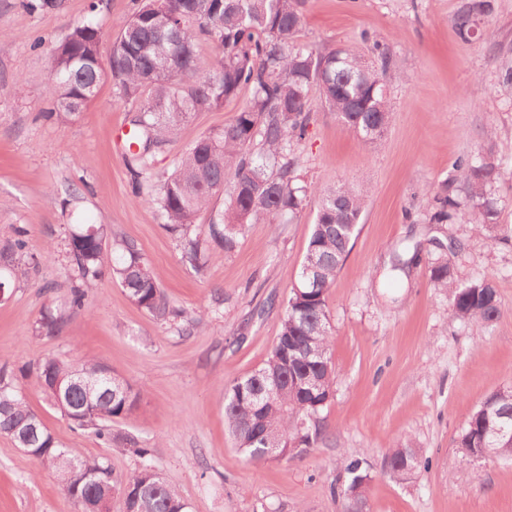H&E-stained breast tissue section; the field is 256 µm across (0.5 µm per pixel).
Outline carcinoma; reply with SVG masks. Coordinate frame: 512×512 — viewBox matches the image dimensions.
<instances>
[{
    "instance_id": "1",
    "label": "carcinoma",
    "mask_w": 512,
    "mask_h": 512,
    "mask_svg": "<svg viewBox=\"0 0 512 512\" xmlns=\"http://www.w3.org/2000/svg\"><path fill=\"white\" fill-rule=\"evenodd\" d=\"M306 0H141L109 39L102 57L103 33L90 23L75 26L54 49L48 96L54 113L73 118L96 96L102 79H112L120 96L135 105L124 155L132 192L154 209L169 233L179 237L182 258L196 271L212 259L235 251L251 224H279L318 198L315 222L296 282L284 302L280 330L267 359L251 374L236 378L224 391V417L249 463L288 461L313 447L324 435L321 412L333 399V325L329 289L356 236L367 190L350 184L331 188L306 185L297 175V150L311 120V92L369 146L383 137L390 120L387 87L395 79L392 60L378 41V64L364 62L356 48L320 51L298 42ZM493 12L492 0H464L453 24L464 39ZM214 44L208 62L197 54L200 41ZM497 85L512 96V56L500 58ZM249 96L223 127L186 148L166 176L154 172L153 158L198 112ZM459 184L429 188V223L446 224L468 215L475 232L491 241L511 242L498 224L494 188L502 163L491 151L466 155L455 165ZM227 195L225 210L204 230L195 218L213 199ZM93 234H88L89 228ZM111 266L113 278L130 301L153 318L168 322L183 316L160 288L158 272L137 247L124 241ZM66 257L76 272L67 306L42 310L35 327L40 336H57L71 315L85 306L88 289L103 274L104 225L70 229ZM38 264L28 251L27 230L0 247V287L9 292ZM434 287L448 294L449 314L464 323L489 327L499 317L498 293L487 279L457 284L448 262L429 263ZM49 404L78 429H92L112 447L106 422L129 414L139 394L123 377L97 361L77 366L45 358L35 366ZM15 373L0 367V435L16 447L27 442L31 456L54 472L67 497L79 508L104 493L118 494L124 512H188V504L149 462L152 449L128 435L125 444L140 458L124 478L114 477L103 459L74 455L46 425L32 436L25 423L38 418L14 384ZM473 457L485 448L512 460V387L491 392L469 416L459 443ZM421 450L398 445L385 458L386 472L407 480L422 467ZM348 483L340 491L343 512L367 509L363 460L351 459Z\"/></svg>"
}]
</instances>
